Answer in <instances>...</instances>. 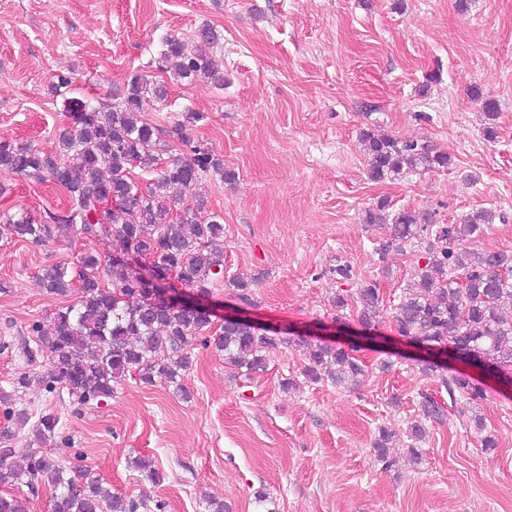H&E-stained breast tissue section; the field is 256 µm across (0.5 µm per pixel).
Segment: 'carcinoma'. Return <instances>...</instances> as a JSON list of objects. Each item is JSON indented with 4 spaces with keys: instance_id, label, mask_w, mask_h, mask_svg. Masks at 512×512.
<instances>
[{
    "instance_id": "obj_1",
    "label": "carcinoma",
    "mask_w": 512,
    "mask_h": 512,
    "mask_svg": "<svg viewBox=\"0 0 512 512\" xmlns=\"http://www.w3.org/2000/svg\"><path fill=\"white\" fill-rule=\"evenodd\" d=\"M217 41L213 27L195 31L194 48L176 34L161 40V60L170 65L177 81L203 76L224 85V76L212 58L201 51ZM166 94L162 84L143 74L133 75L121 97L112 104L94 106L77 98L69 101L72 126L58 135L59 152L46 153L32 146L0 143V169L37 180H47L71 199L62 216L48 215L37 223L27 213L0 215V236L40 243L50 238L79 235L95 239L107 233L124 254H145L153 259L149 276L122 262H112V288L101 279L102 258L82 254L71 269L54 266L39 277L50 295L65 296L76 287L79 297L53 313L47 335L46 372L41 382L52 391L60 385L80 404L112 397L115 384L135 374L145 384L163 379L187 394L180 383L192 366L187 347L208 330L209 319L192 305L180 302L160 305L154 293L164 288L170 274L208 297L224 276V252L212 247L224 236V218L214 214L206 221L185 204L201 179L214 174L226 182L236 180L232 170L207 147L195 142L193 131L202 120L197 112H185L167 131L188 153L158 166L156 128L141 118L146 96ZM369 158V177L374 181L397 180L412 171H435L452 165L451 157L423 140H399L361 132ZM159 170L158 180L141 185L132 169ZM382 200L364 211L363 223L390 226V242L417 244L425 264L415 272L414 287L406 289L392 308L396 334L414 346L452 348L462 361L480 368L512 386V251L462 248L492 224V212L474 211L462 224H439L436 214L418 217L409 209L389 211ZM353 301L359 306L362 328L376 327L380 317V288L363 282ZM293 341L306 348V379L322 380V372H335L336 383L364 375L355 352L357 343L344 345L298 334ZM286 338L258 330L250 324L226 320L210 345L224 353V361L251 374L265 367L267 353ZM441 386L477 402L484 399L483 383L453 371L441 376ZM423 421L410 427V454L420 460L418 443L426 437L425 421L439 416L441 408L428 392L418 393ZM58 418H40L36 433L55 435ZM392 430L382 426L373 443L375 456L387 461ZM0 484L41 485L53 490L52 512H139L148 509L143 500L113 493L89 473L79 476L46 457L32 454L25 463L12 460L9 448L0 450ZM0 512H28L27 499L0 496Z\"/></svg>"
}]
</instances>
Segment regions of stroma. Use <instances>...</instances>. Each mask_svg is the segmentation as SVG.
<instances>
[{"mask_svg":"<svg viewBox=\"0 0 512 512\" xmlns=\"http://www.w3.org/2000/svg\"><path fill=\"white\" fill-rule=\"evenodd\" d=\"M204 24L218 34L209 53L224 71L220 87L173 80L159 65L165 33L189 39ZM135 74L167 88L143 112L167 155L180 153L173 123L196 112V140L237 174L231 184L204 177L194 191L224 218L227 278L208 299L216 315L240 309L325 341L360 332L356 304L336 311V293L374 281L390 308L422 261L410 245L379 251L390 231L362 215L383 198L442 224L488 209L493 221L475 248L512 249V0H0V142L57 151L71 123L66 99L111 102ZM60 75L72 84L52 92ZM367 129L426 139L452 164L372 181ZM70 205L51 183L0 171V214L41 220ZM88 251L112 255L111 238H0V390L10 395L0 431L15 459L43 452L125 497L165 502V512H207L211 497L224 512H512V387L489 376L483 401L449 397L422 371V350L387 321L358 349L366 373L355 383L307 382L295 344L245 376L196 342L186 398L135 375L89 405L60 387L14 389L19 375L45 373V356L28 353L65 303L41 287L39 271L76 266ZM339 259L352 283L332 275ZM233 276L248 279L252 305L237 299ZM421 391L443 413L427 421L412 464L406 429L421 415ZM46 413L59 428L41 440L35 426ZM382 426L396 434L386 463L372 449ZM486 435L495 448H482ZM140 457L154 461L159 483L136 470Z\"/></svg>","mask_w":512,"mask_h":512,"instance_id":"35a3bbf8","label":"stroma"}]
</instances>
